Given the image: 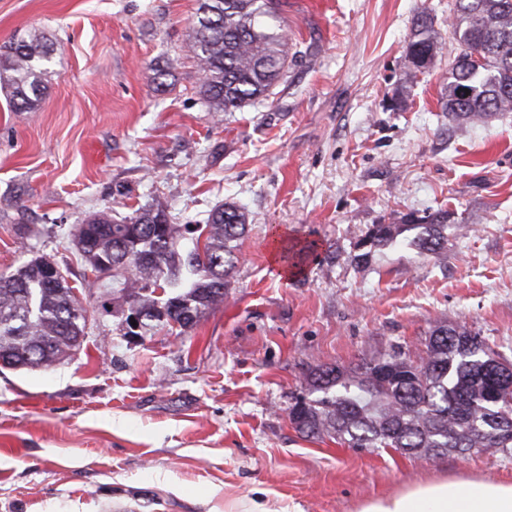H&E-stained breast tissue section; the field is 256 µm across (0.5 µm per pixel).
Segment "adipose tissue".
<instances>
[{"mask_svg": "<svg viewBox=\"0 0 512 512\" xmlns=\"http://www.w3.org/2000/svg\"><path fill=\"white\" fill-rule=\"evenodd\" d=\"M360 512H512V484L494 479L418 484L390 498L366 501Z\"/></svg>", "mask_w": 512, "mask_h": 512, "instance_id": "ef3b65f1", "label": "adipose tissue"}]
</instances>
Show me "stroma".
Segmentation results:
<instances>
[{
	"label": "stroma",
	"instance_id": "1",
	"mask_svg": "<svg viewBox=\"0 0 512 512\" xmlns=\"http://www.w3.org/2000/svg\"><path fill=\"white\" fill-rule=\"evenodd\" d=\"M451 2L285 0L286 77L213 112L186 52L198 0H0V45L54 44L38 110L0 94V274L50 258L88 316L70 360L0 367V512H357L436 480L512 483V455L357 451L288 418L309 368L417 353L439 321L512 361V112L471 126L441 111ZM423 7L446 45L410 83ZM155 195L173 223L233 202L249 229L222 304L185 333L129 338L74 237ZM437 209L452 214L441 258L392 245L352 262L372 225ZM309 243L285 269L283 247Z\"/></svg>",
	"mask_w": 512,
	"mask_h": 512
}]
</instances>
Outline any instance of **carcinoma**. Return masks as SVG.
I'll list each match as a JSON object with an SVG mask.
<instances>
[{
	"label": "carcinoma",
	"mask_w": 512,
	"mask_h": 512,
	"mask_svg": "<svg viewBox=\"0 0 512 512\" xmlns=\"http://www.w3.org/2000/svg\"><path fill=\"white\" fill-rule=\"evenodd\" d=\"M279 0H200L186 49L199 73L198 93L214 112L260 104L288 72V30ZM449 28L456 52L449 63L442 109L459 124L484 123L512 112V0H454ZM443 42L431 13L414 19L406 46L409 78L433 65ZM50 49L39 35L3 46L0 87L14 112L41 104ZM446 210L375 224L357 245V261L396 243L438 256L448 243ZM248 214L234 204L213 209L202 224L169 223L159 199L120 219L101 212L79 226L75 245L95 272L112 266L103 287L145 316L140 335L174 322L192 328L224 302L239 262ZM56 264L36 257L0 275V359L13 369H49L78 351L87 311ZM491 349L464 325L437 323L415 356L392 350L354 368L309 370L289 417L307 438L351 448H393L411 457L468 448L512 454V411L487 367Z\"/></svg>",
	"instance_id": "obj_1"
}]
</instances>
